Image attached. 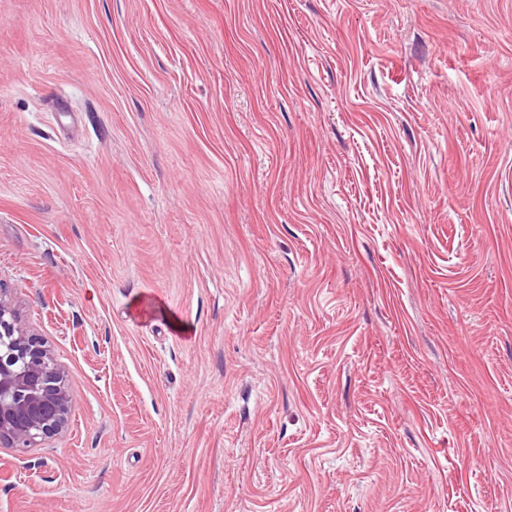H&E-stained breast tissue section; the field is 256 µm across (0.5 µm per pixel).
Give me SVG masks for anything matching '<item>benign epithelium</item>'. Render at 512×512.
<instances>
[{"instance_id": "benign-epithelium-1", "label": "benign epithelium", "mask_w": 512, "mask_h": 512, "mask_svg": "<svg viewBox=\"0 0 512 512\" xmlns=\"http://www.w3.org/2000/svg\"><path fill=\"white\" fill-rule=\"evenodd\" d=\"M74 394L64 367L0 289V447L24 451L64 434Z\"/></svg>"}]
</instances>
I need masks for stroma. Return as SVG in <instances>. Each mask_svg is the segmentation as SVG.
<instances>
[{
    "instance_id": "35a3bbf8",
    "label": "stroma",
    "mask_w": 512,
    "mask_h": 512,
    "mask_svg": "<svg viewBox=\"0 0 512 512\" xmlns=\"http://www.w3.org/2000/svg\"><path fill=\"white\" fill-rule=\"evenodd\" d=\"M0 287V512H512V0H0ZM74 394L64 367L0 289V447L24 451L63 435Z\"/></svg>"
}]
</instances>
